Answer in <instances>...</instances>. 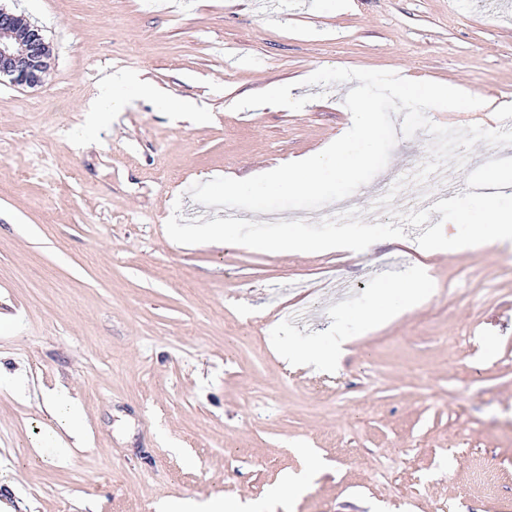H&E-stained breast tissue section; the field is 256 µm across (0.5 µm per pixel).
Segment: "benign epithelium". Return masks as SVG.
I'll return each mask as SVG.
<instances>
[{
  "label": "benign epithelium",
  "mask_w": 512,
  "mask_h": 512,
  "mask_svg": "<svg viewBox=\"0 0 512 512\" xmlns=\"http://www.w3.org/2000/svg\"><path fill=\"white\" fill-rule=\"evenodd\" d=\"M17 15L0 7V79L35 88L53 63V50L41 27L15 23Z\"/></svg>",
  "instance_id": "1"
}]
</instances>
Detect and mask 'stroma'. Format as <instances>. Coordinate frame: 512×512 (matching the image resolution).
I'll return each instance as SVG.
<instances>
[{"label": "stroma", "instance_id": "obj_1", "mask_svg": "<svg viewBox=\"0 0 512 512\" xmlns=\"http://www.w3.org/2000/svg\"><path fill=\"white\" fill-rule=\"evenodd\" d=\"M42 27L55 61L37 89L0 81V371L63 384L87 441L68 464L38 455L53 417L0 388V500L14 512H157L166 500H247L263 512H512V247L422 256L404 200L347 225L256 214L230 223L189 187L246 179L348 131L351 83L318 69L392 71L512 101V0H0ZM128 92L88 133L110 74ZM294 85L301 110H234ZM191 109H182V102ZM431 137L399 138L379 179L413 175ZM507 147L449 168L434 218L467 240L487 223L482 182ZM210 224L304 250L172 237ZM367 231L358 256L323 249ZM434 286L407 302L422 266ZM339 279L342 296L329 289ZM335 367L289 363L297 343ZM304 487L277 495L285 477ZM128 86L137 87L144 93H155L154 90L150 89L147 84L141 82L136 76L121 74L114 75L112 82L103 87V98H109L112 93V106L116 108L121 104V99L117 97L118 89Z\"/></svg>", "mask_w": 512, "mask_h": 512}]
</instances>
